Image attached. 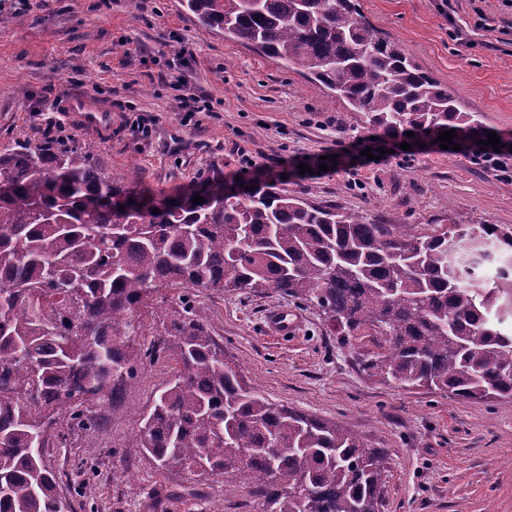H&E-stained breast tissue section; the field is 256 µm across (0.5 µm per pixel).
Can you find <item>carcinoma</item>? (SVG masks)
Instances as JSON below:
<instances>
[{"label":"carcinoma","instance_id":"cac0c4a2","mask_svg":"<svg viewBox=\"0 0 512 512\" xmlns=\"http://www.w3.org/2000/svg\"><path fill=\"white\" fill-rule=\"evenodd\" d=\"M198 21L336 94L383 137L478 133L475 112L424 72L357 0H184ZM221 178L145 217L88 152H0V512H71L44 449L95 430L146 357L138 309L162 291L276 289L340 335L372 338L379 384L466 401L512 397V227L372 224ZM201 196L200 204L192 198ZM175 367L123 453L157 469L236 473L263 512H379L385 456L345 425L267 401L211 336L204 305L172 316Z\"/></svg>","mask_w":512,"mask_h":512}]
</instances>
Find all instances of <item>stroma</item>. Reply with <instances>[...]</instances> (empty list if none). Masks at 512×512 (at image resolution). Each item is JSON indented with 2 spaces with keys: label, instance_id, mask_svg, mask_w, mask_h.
<instances>
[{
  "label": "stroma",
  "instance_id": "35a3bbf8",
  "mask_svg": "<svg viewBox=\"0 0 512 512\" xmlns=\"http://www.w3.org/2000/svg\"><path fill=\"white\" fill-rule=\"evenodd\" d=\"M371 24L455 90L485 130L512 142V0H358ZM494 20L484 30L482 17ZM179 71L181 85L165 77ZM89 95L112 112L93 131L68 121L66 98ZM198 99L190 114L184 96ZM371 132L359 113L296 70L202 26L182 0H0V150L19 142L92 145L113 181L152 197L199 182H273L386 224L512 225V176L417 139L411 154L357 170L300 174ZM247 384L276 404L331 419L388 462L380 512H512V398L463 401L439 390L378 384L360 370L367 345L338 336L318 308L271 290L166 293L141 309L151 346L188 301ZM288 308L295 340L263 330ZM168 354L141 362L98 429L44 456L64 476L73 512H260L234 476H197L122 445L169 377Z\"/></svg>",
  "mask_w": 512,
  "mask_h": 512
}]
</instances>
